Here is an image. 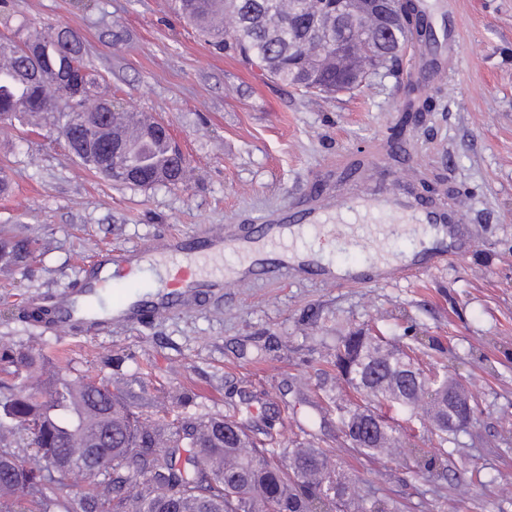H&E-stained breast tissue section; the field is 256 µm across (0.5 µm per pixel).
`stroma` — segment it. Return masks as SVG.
Returning <instances> with one entry per match:
<instances>
[{
    "label": "stroma",
    "mask_w": 512,
    "mask_h": 512,
    "mask_svg": "<svg viewBox=\"0 0 512 512\" xmlns=\"http://www.w3.org/2000/svg\"><path fill=\"white\" fill-rule=\"evenodd\" d=\"M439 43L458 57L434 70L408 48L397 71L379 70L356 89L303 95L215 49L177 19L169 0H6L0 33L36 22L84 37L102 92L170 125L190 167L185 186L118 184L73 158L49 125L0 128V232L42 238L26 270H0V350L20 345L66 354L73 374L133 390L188 392L186 415L279 416L282 441L307 431L336 451L338 472L367 501L396 512H512V0H427ZM430 111L390 134L403 109ZM408 172L413 187L458 209L460 256L433 260L419 278L331 287L301 274L240 280L187 312L146 323L102 322L64 332L20 318L19 307L89 276L116 251H143L135 275L110 277L99 293L164 288L165 239L234 231L316 188L347 197L374 172ZM329 262L361 266L379 255L423 252L419 235L374 243L339 225L325 234ZM378 328L397 346H417L422 370H447L479 408L465 432L438 445L429 424L400 407L381 413L435 458L433 471L403 459H367L346 443L337 400L335 339Z\"/></svg>",
    "instance_id": "1"
}]
</instances>
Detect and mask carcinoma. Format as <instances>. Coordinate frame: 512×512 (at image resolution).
I'll use <instances>...</instances> for the list:
<instances>
[{
    "label": "carcinoma",
    "instance_id": "obj_1",
    "mask_svg": "<svg viewBox=\"0 0 512 512\" xmlns=\"http://www.w3.org/2000/svg\"><path fill=\"white\" fill-rule=\"evenodd\" d=\"M318 0H171L179 18L208 42L238 54L269 77L304 92L351 90L336 78L353 70L399 66L389 48L336 18L318 13ZM422 11L405 2L399 33L431 41ZM339 36L349 52L325 61L312 24ZM67 29L29 23L10 43L30 45L41 61L32 68L12 53L0 69V118L23 122L37 114L63 128L71 139L88 134L123 147L156 179L136 186L178 187L190 178L189 163L175 138L146 127L130 144L97 131L95 114L70 124L47 111L51 97L41 82L64 76L84 82L85 104L102 98L96 75L84 64V46L56 48ZM37 252L27 237H0V269L22 265ZM334 366L358 396L338 406L350 447L366 456L399 457L412 452L371 409L381 400L430 415L439 445L466 428L448 426L454 383L437 373L427 379L412 369L414 359L374 329L336 337ZM69 364L30 348L0 353V512H388L381 501L359 507L355 479L341 476L321 448H283L279 417L256 426L227 417L176 416L165 401L147 419L130 398L87 375L67 374ZM70 489L73 494L61 495Z\"/></svg>",
    "mask_w": 512,
    "mask_h": 512
}]
</instances>
